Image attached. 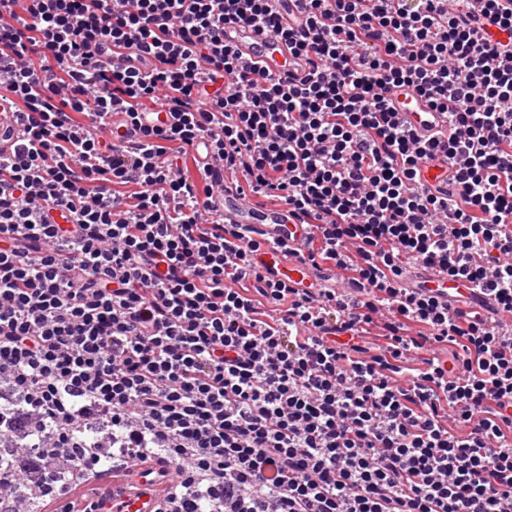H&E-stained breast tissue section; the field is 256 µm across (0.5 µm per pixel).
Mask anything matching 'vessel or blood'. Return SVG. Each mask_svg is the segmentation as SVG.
I'll use <instances>...</instances> for the list:
<instances>
[{
	"instance_id": "obj_1",
	"label": "vessel or blood",
	"mask_w": 512,
	"mask_h": 512,
	"mask_svg": "<svg viewBox=\"0 0 512 512\" xmlns=\"http://www.w3.org/2000/svg\"><path fill=\"white\" fill-rule=\"evenodd\" d=\"M224 40L238 51L244 65H255L283 77L304 70L303 61L292 56L284 42L274 40L253 27L229 25L224 30ZM387 97L400 117L411 123L421 138H428L448 126L446 113L431 108L411 87L391 88ZM212 170L216 186L214 201L223 209L225 223L249 231L251 237L264 247L267 261L277 267L289 285L298 288L316 281L339 293L351 291V283L337 278L334 269L313 267L296 254L295 249L305 229L293 222L287 207L271 206L256 211L250 199L231 186L220 165H213ZM418 181L444 192L452 186L453 171L447 163L435 161L422 166Z\"/></svg>"
}]
</instances>
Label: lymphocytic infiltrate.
Wrapping results in <instances>:
<instances>
[{"label": "lymphocytic infiltrate", "instance_id": "1", "mask_svg": "<svg viewBox=\"0 0 512 512\" xmlns=\"http://www.w3.org/2000/svg\"><path fill=\"white\" fill-rule=\"evenodd\" d=\"M247 23L302 58L238 63ZM128 56L132 65L112 64ZM155 60L145 70L136 58ZM409 85L448 115L421 140ZM0 437L154 512H512V11L501 0H0ZM123 110L125 132L104 123ZM173 113L175 123L160 120ZM212 155L286 205L301 257L359 299L290 287L211 210ZM455 165L448 196L420 166ZM436 265L478 301L450 312ZM108 427L112 461L76 442ZM387 97L396 112H399V117L411 123L422 139L434 132L444 131L448 126L446 112L431 108L412 87H393Z\"/></svg>", "mask_w": 512, "mask_h": 512}]
</instances>
